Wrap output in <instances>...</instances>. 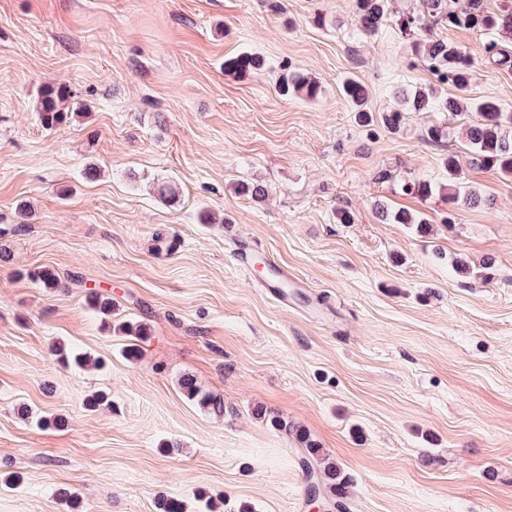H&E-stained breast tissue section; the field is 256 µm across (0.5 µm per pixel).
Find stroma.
I'll use <instances>...</instances> for the list:
<instances>
[{
  "label": "stroma",
  "mask_w": 512,
  "mask_h": 512,
  "mask_svg": "<svg viewBox=\"0 0 512 512\" xmlns=\"http://www.w3.org/2000/svg\"><path fill=\"white\" fill-rule=\"evenodd\" d=\"M416 6L391 0L365 39L352 0H0V473L21 476L0 484V512H68L65 491L82 512H201L203 494L224 512H313L296 444L259 407L341 466L349 512H512V174L467 156L474 113L384 127L398 89L435 81L395 29ZM438 34L473 61L468 97L512 110V68L483 55V34ZM242 52L265 69L225 73ZM285 68L319 97H280ZM348 76L369 90V125ZM47 84L80 110L51 130ZM451 152L480 205L402 192L446 183ZM168 180L170 203L155 193ZM382 206L423 216L427 235ZM455 256L493 260L491 279L457 275ZM278 273L295 288L284 305ZM91 288L112 323L146 326L138 358ZM60 343L102 368L62 367ZM185 373L223 416L181 394ZM98 391L112 405L89 410ZM56 415L63 429L41 425ZM342 91L346 99L357 112L358 120L361 123H367L372 118L373 112L368 106V92L364 85L352 78H348L343 82Z\"/></svg>",
  "instance_id": "1"
}]
</instances>
